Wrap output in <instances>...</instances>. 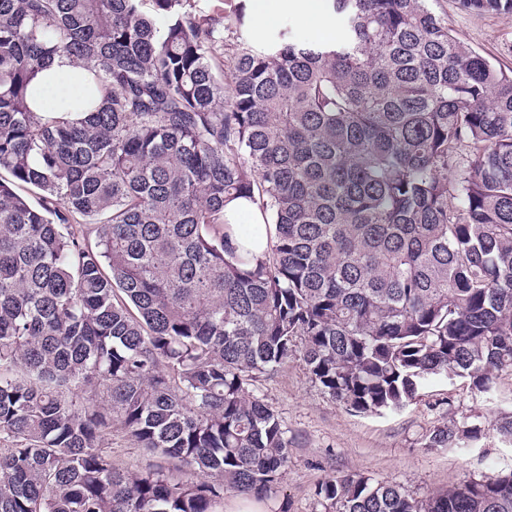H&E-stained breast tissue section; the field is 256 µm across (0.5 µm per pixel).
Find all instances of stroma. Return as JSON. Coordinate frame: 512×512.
I'll return each mask as SVG.
<instances>
[{"instance_id":"stroma-1","label":"stroma","mask_w":512,"mask_h":512,"mask_svg":"<svg viewBox=\"0 0 512 512\" xmlns=\"http://www.w3.org/2000/svg\"><path fill=\"white\" fill-rule=\"evenodd\" d=\"M436 11L463 42L502 69L512 68V13H478L458 0H437ZM278 412L292 440L291 463L256 505L260 512H324L318 486L346 473L404 485L415 497L458 486L491 471L512 470V444L494 422L512 412V371L502 372L492 398L463 378L428 383L404 409L355 414L330 401L312 383L301 359L251 387ZM484 426L479 441L465 448H427L434 426L463 418Z\"/></svg>"}]
</instances>
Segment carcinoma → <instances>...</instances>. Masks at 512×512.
Here are the masks:
<instances>
[{"label": "carcinoma", "mask_w": 512, "mask_h": 512, "mask_svg": "<svg viewBox=\"0 0 512 512\" xmlns=\"http://www.w3.org/2000/svg\"><path fill=\"white\" fill-rule=\"evenodd\" d=\"M326 2L343 33L309 43L255 40L245 0H0V512L265 495L291 440L248 386L297 355L360 414L439 376L491 395L512 370V70L434 0ZM56 56L87 71L74 115L36 105ZM238 198L262 259L229 243ZM115 429L145 466L113 462ZM482 434L465 419L424 446ZM317 495L512 512V470L424 499L352 474Z\"/></svg>", "instance_id": "carcinoma-1"}]
</instances>
